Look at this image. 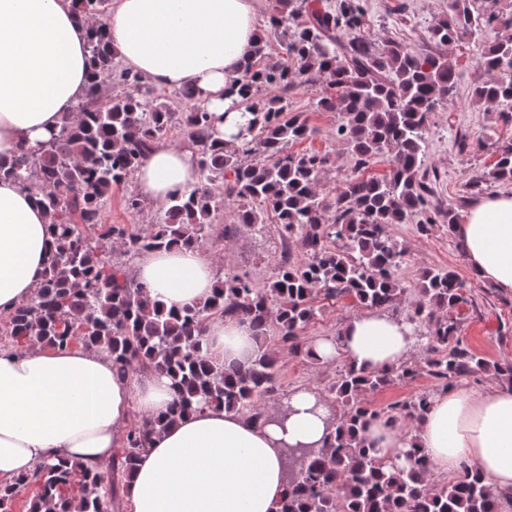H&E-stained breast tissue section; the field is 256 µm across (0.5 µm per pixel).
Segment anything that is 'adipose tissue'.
<instances>
[{
    "label": "adipose tissue",
    "mask_w": 512,
    "mask_h": 512,
    "mask_svg": "<svg viewBox=\"0 0 512 512\" xmlns=\"http://www.w3.org/2000/svg\"><path fill=\"white\" fill-rule=\"evenodd\" d=\"M87 21L74 0H0V161L38 149L84 99L89 72ZM107 30L123 63L155 87L188 88L214 115L213 137L240 147L241 108L229 95L259 40L257 0H111ZM198 169L190 148L161 143L138 169L142 194L162 202L193 185ZM49 219L34 186L0 179V315L29 299L43 279L50 249ZM454 232L478 279L512 294V193L483 196ZM137 279L150 299L171 309L210 297L214 259L180 245L140 254ZM341 341L319 339L328 361L344 355L356 367L382 371L416 351L402 317L368 312L346 321ZM207 352L232 365L254 352L248 325L214 316L204 329ZM169 380L154 371L119 373L111 358L79 346L0 352V481L45 460L107 466L121 447L130 410L165 414ZM309 389L291 399L286 429L208 407L154 433L140 455L126 497L132 512H274L284 494V443L321 448L327 423L311 412ZM365 436L391 459L417 446L435 473L470 466L494 491L512 492V388L477 391L455 386L436 395L412 435L383 419Z\"/></svg>",
    "instance_id": "obj_1"
}]
</instances>
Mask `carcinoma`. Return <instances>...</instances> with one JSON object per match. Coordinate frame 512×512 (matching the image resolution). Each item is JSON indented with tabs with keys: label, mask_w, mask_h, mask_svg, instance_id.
I'll return each instance as SVG.
<instances>
[{
	"label": "carcinoma",
	"mask_w": 512,
	"mask_h": 512,
	"mask_svg": "<svg viewBox=\"0 0 512 512\" xmlns=\"http://www.w3.org/2000/svg\"><path fill=\"white\" fill-rule=\"evenodd\" d=\"M476 2L448 0L429 39L481 43L477 63L489 78L473 89L471 100L506 109L503 116L512 121V13H487ZM77 5L94 19L87 99L37 151L0 164V179L36 186L51 233L44 277L34 296L5 316L0 335L14 350L38 343L102 351L123 374L160 370L174 399L166 414L125 431L112 457V477L77 462L44 461L26 476L0 483V512H15L17 497L29 488L27 512L44 505L48 512H111L115 479L131 478L150 435L192 411L222 407L272 423L273 410L292 397L282 388L279 353L320 364L302 336L316 315V295L375 310L405 303L409 319L426 328V345L420 358L386 371L344 364L328 392L316 396L315 406L336 409L328 440L316 456L290 450L288 490L275 512H504L512 506V495L494 493L475 469L464 466L441 480L419 449L410 448L408 464L399 466L378 456L361 434L371 417L412 432L432 394L488 370L485 358L463 346L458 334L457 309L467 303L468 282L450 269L425 268L417 292L407 295L398 276L404 251L389 231L413 220L421 232L437 223L451 231L457 223L455 209L430 207L432 189L421 175L429 114L452 94L456 62L420 55L397 40L376 45L364 34L363 0H275L268 23L281 54L270 56L262 36L245 61L233 93L249 116L239 132L242 147L231 150L211 141V113L192 90L160 101L140 73L116 62L106 0ZM489 28L497 37L487 43ZM303 84L319 87L318 109L344 114L336 135L357 167L389 156L386 177L350 176L334 199L320 196L328 155L287 150L288 143L313 133L288 100V90ZM269 87L282 94L264 95ZM173 131L195 147L198 182L172 193L146 232L105 223L112 189L126 183ZM499 182H512V140L499 147L490 170L469 179L466 191L480 196ZM226 198L239 201L242 224H260L264 213H273L281 239L299 241L306 260L297 263L283 253L275 278L263 287L228 271L210 298L181 310L150 299L121 258L175 243L202 246ZM215 314L251 328L255 351L247 364L228 368L208 356L202 329ZM422 374L433 381L429 391L385 408L367 399Z\"/></svg>",
	"instance_id": "1"
}]
</instances>
